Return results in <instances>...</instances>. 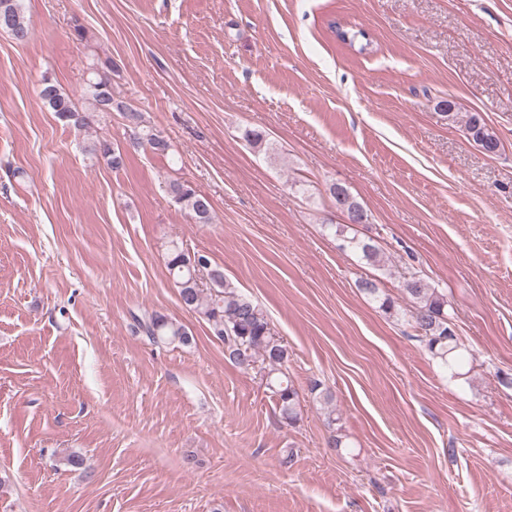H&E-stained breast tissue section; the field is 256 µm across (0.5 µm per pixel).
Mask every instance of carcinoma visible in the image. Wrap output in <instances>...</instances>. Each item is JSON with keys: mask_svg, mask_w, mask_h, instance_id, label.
Listing matches in <instances>:
<instances>
[{"mask_svg": "<svg viewBox=\"0 0 512 512\" xmlns=\"http://www.w3.org/2000/svg\"><path fill=\"white\" fill-rule=\"evenodd\" d=\"M0 30L9 33L18 42L30 35L29 22L21 0H0ZM86 95L91 100L92 111L106 113L115 110L122 113L127 127L134 132L137 145L159 154L168 153L170 144L159 141L143 125L141 113L112 97L109 77L96 76L88 80ZM39 96L58 120L77 126L89 124L88 116L79 112L73 97L51 79H43ZM464 131L488 156L497 155L503 148L498 135L487 126L478 112L468 113ZM88 151L97 158H105L107 165L115 170L124 166V154L107 140L93 142ZM330 192L337 209L348 215L355 214L362 224L368 222L366 211L346 188L334 184ZM168 193L195 223H211L213 208L210 201L196 193L191 186L172 179L168 183ZM337 233L343 236L341 247L358 253L361 260L370 265L381 263L380 249L372 239L347 237L341 229ZM167 269L179 289L181 302L208 323L213 336L224 343V353L233 363L247 368L257 358H262L267 386L280 418L288 424L296 422L300 407L299 393L283 371L288 362V348L274 336L259 305L227 280L221 269L212 266L210 258L204 253L192 254L174 244L168 251ZM201 270L209 276L207 289L201 288L198 283V272ZM402 288L411 303V321L418 332V340L444 366L454 372L458 371L465 345L448 316L446 295L415 274L404 278ZM133 321L135 329L145 333L155 343H191L192 336L188 329L164 314L146 311L141 315H133Z\"/></svg>", "mask_w": 512, "mask_h": 512, "instance_id": "cac0c4a2", "label": "carcinoma"}]
</instances>
